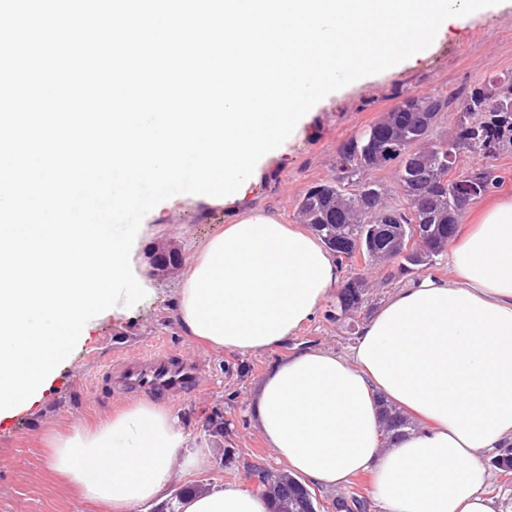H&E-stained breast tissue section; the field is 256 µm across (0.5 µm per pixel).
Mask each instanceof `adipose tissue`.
Masks as SVG:
<instances>
[{
    "mask_svg": "<svg viewBox=\"0 0 512 512\" xmlns=\"http://www.w3.org/2000/svg\"><path fill=\"white\" fill-rule=\"evenodd\" d=\"M448 277L394 292L347 353L280 359L252 413L276 460L340 488L374 476L382 512H500L482 454L512 447V199L483 210L450 252ZM341 279L310 234L261 212L211 237L176 303L186 336L249 355L294 336ZM421 423L381 442L379 399ZM177 420L136 405L54 439L53 469L114 512L170 494L172 467L209 466L185 452ZM181 512H272L266 497L227 482L182 498Z\"/></svg>",
    "mask_w": 512,
    "mask_h": 512,
    "instance_id": "ef3b65f1",
    "label": "adipose tissue"
}]
</instances>
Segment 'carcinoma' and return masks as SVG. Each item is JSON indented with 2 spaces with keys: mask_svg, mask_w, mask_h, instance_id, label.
Here are the masks:
<instances>
[{
  "mask_svg": "<svg viewBox=\"0 0 512 512\" xmlns=\"http://www.w3.org/2000/svg\"><path fill=\"white\" fill-rule=\"evenodd\" d=\"M427 103L436 122L444 112H459L455 136L435 134L433 141H421ZM459 139L470 142L479 167L465 179H450L448 173L457 160L453 143ZM507 143L512 145V74L490 77L449 96L409 98L405 109L389 112L344 145L337 161L340 175L301 196L298 216L336 255L339 264L345 255L352 257L358 251L369 259L373 252L390 245L394 247L391 263L397 265L398 272L412 267L428 269L437 263L456 232L463 212L460 202L479 199L499 187L500 177L484 160L487 152L497 155ZM389 164L396 167L397 184L409 203L406 210L387 206L384 189L368 177ZM382 211L390 213V231L378 237L371 225L379 222ZM395 272L388 271L387 278H393ZM365 292V287L342 289L336 319L357 311ZM383 413L399 423V436L412 426L403 412L391 406ZM395 436L384 433L385 443ZM266 479L268 485L257 491L285 512H307L310 505L317 504L314 494L287 472L270 471Z\"/></svg>",
  "mask_w": 512,
  "mask_h": 512,
  "instance_id": "carcinoma-1",
  "label": "carcinoma"
}]
</instances>
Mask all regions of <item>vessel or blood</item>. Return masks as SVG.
I'll return each mask as SVG.
<instances>
[{
  "label": "vessel or blood",
  "instance_id": "vessel-or-blood-1",
  "mask_svg": "<svg viewBox=\"0 0 512 512\" xmlns=\"http://www.w3.org/2000/svg\"><path fill=\"white\" fill-rule=\"evenodd\" d=\"M95 383L106 386L117 405L146 398L171 407L204 391L209 380L197 359L154 344L118 354L102 366Z\"/></svg>",
  "mask_w": 512,
  "mask_h": 512
}]
</instances>
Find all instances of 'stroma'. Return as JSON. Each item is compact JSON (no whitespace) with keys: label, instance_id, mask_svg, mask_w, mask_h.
<instances>
[{"label":"stroma","instance_id":"obj_1","mask_svg":"<svg viewBox=\"0 0 512 512\" xmlns=\"http://www.w3.org/2000/svg\"><path fill=\"white\" fill-rule=\"evenodd\" d=\"M512 73V0L438 32L432 45L381 73L367 76L318 102L278 151L265 160L233 204H212L178 194L155 206L143 219L131 263L148 279L155 295L127 315H98L47 388L22 410L0 418V512H112L86 500L53 470L50 436L74 426H96L115 415L111 395L93 389L94 372L134 342L163 339L206 367L211 383L170 412L184 430L188 449L205 448L211 464L204 470L173 468V492L197 491L224 482L248 485L246 466L260 463L281 471L250 411L256 385L278 360L291 353L327 348L345 352L357 332L395 289L419 279V272L387 278L383 266L367 267L353 258L343 278L363 275L368 300L353 319L336 317L327 299L288 343L242 356L189 341L175 303L184 278L206 242L224 225L261 211L281 223H298L296 203L310 188L336 179L342 146L411 96H445L482 79ZM175 249L179 262L165 275H153L152 254Z\"/></svg>","mask_w":512,"mask_h":512}]
</instances>
